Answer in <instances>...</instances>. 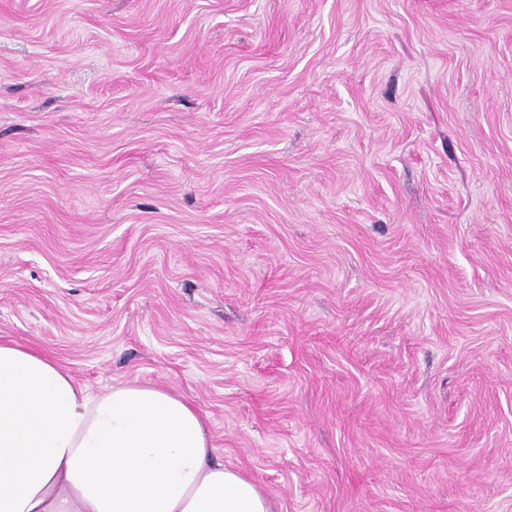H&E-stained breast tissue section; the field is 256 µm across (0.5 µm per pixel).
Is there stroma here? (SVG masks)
<instances>
[{"label":"stroma","instance_id":"35a3bbf8","mask_svg":"<svg viewBox=\"0 0 512 512\" xmlns=\"http://www.w3.org/2000/svg\"><path fill=\"white\" fill-rule=\"evenodd\" d=\"M0 341L273 512H512V0H0Z\"/></svg>","mask_w":512,"mask_h":512}]
</instances>
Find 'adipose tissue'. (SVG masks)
<instances>
[{
    "label": "adipose tissue",
    "mask_w": 512,
    "mask_h": 512,
    "mask_svg": "<svg viewBox=\"0 0 512 512\" xmlns=\"http://www.w3.org/2000/svg\"><path fill=\"white\" fill-rule=\"evenodd\" d=\"M0 512H272L218 461L196 407L126 383L95 392L0 341Z\"/></svg>",
    "instance_id": "ef3b65f1"
}]
</instances>
